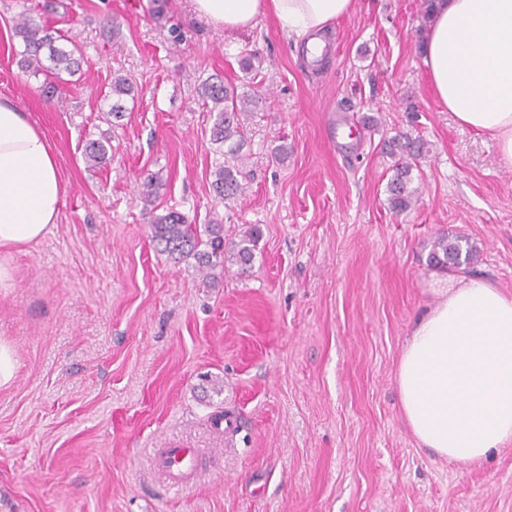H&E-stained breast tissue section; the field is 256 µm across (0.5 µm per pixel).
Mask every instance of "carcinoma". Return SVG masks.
<instances>
[{"label":"carcinoma","instance_id":"1","mask_svg":"<svg viewBox=\"0 0 512 512\" xmlns=\"http://www.w3.org/2000/svg\"><path fill=\"white\" fill-rule=\"evenodd\" d=\"M15 35L21 38V66L28 72L52 75L60 78L65 72L74 75L80 70L81 57L77 47L64 48L54 45V37L26 14H21L14 26ZM132 92V82L126 76L112 79L110 90L103 99L112 100L109 112L115 118L122 117L124 97ZM198 100L209 112L215 113L210 131L213 144L224 156L212 171L211 183L214 200L226 203L243 192L238 179L239 162L243 160L244 127L248 119L259 108L262 98L256 94L240 93L237 87L224 81L207 78L196 87ZM391 155L394 158V175L387 184L388 202L396 212L410 209L418 199V189L412 186L413 167L427 152L426 143L420 138L407 135L393 139ZM111 145L99 140L85 143L83 154L87 163L100 165L105 162ZM150 237L159 251L175 262L194 259L205 277L216 278V272H224L226 264L235 265L241 272L252 266L254 247L259 236L257 228L244 232L237 241L224 242V227L221 224L199 226L188 221L177 211L154 218L149 224ZM474 259V248L461 236L448 234L438 236L429 254V263L446 270L469 267Z\"/></svg>","mask_w":512,"mask_h":512}]
</instances>
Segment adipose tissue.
Listing matches in <instances>:
<instances>
[{
	"label": "adipose tissue",
	"instance_id": "ef3b65f1",
	"mask_svg": "<svg viewBox=\"0 0 512 512\" xmlns=\"http://www.w3.org/2000/svg\"><path fill=\"white\" fill-rule=\"evenodd\" d=\"M228 31L264 15L303 40L305 57L327 55L326 34L356 0H193ZM422 60L440 104L497 143L512 167V0H434ZM67 187L53 145L15 103L0 98V287L11 252L39 243L56 223ZM437 301L415 322L396 383L418 443L461 464L512 443V295L484 280L432 272Z\"/></svg>",
	"mask_w": 512,
	"mask_h": 512
}]
</instances>
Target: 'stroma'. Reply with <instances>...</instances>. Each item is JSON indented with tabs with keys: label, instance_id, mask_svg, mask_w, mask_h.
Wrapping results in <instances>:
<instances>
[{
	"label": "stroma",
	"instance_id": "obj_1",
	"mask_svg": "<svg viewBox=\"0 0 512 512\" xmlns=\"http://www.w3.org/2000/svg\"><path fill=\"white\" fill-rule=\"evenodd\" d=\"M46 2L0 0V98L45 133L68 187L0 288L17 361L0 388V512H512V444L468 465L420 448L394 378L436 302L438 235L468 239L467 275L512 294V169L440 105L422 0H358L316 66L270 15L227 33L192 0ZM23 11L83 56L54 95L20 65ZM117 74L135 86L119 120L101 96ZM209 77L263 99L226 205L214 116L194 101ZM340 121L351 135L335 137ZM402 133L427 152L397 213L384 142ZM89 140L112 145L101 166L83 161ZM171 210L228 242L258 228L251 268L209 280L158 253L148 224ZM213 378L223 392L204 394ZM162 448L199 449L186 486L165 483Z\"/></svg>",
	"mask_w": 512,
	"mask_h": 512
}]
</instances>
